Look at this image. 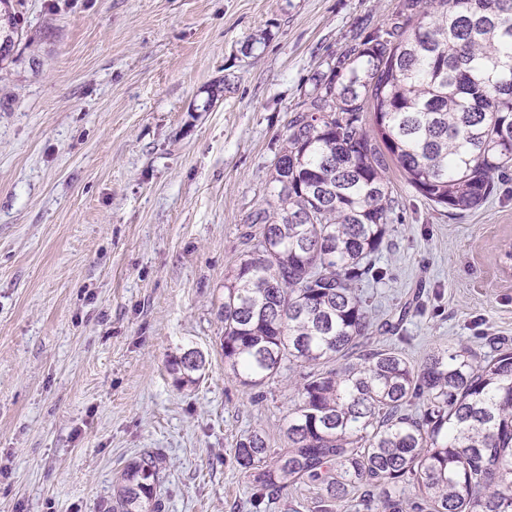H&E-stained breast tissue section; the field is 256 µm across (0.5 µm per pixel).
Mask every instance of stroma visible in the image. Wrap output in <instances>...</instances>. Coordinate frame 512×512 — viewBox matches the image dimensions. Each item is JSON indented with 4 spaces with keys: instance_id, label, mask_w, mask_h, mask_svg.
<instances>
[{
    "instance_id": "1",
    "label": "stroma",
    "mask_w": 512,
    "mask_h": 512,
    "mask_svg": "<svg viewBox=\"0 0 512 512\" xmlns=\"http://www.w3.org/2000/svg\"><path fill=\"white\" fill-rule=\"evenodd\" d=\"M398 3L22 0L0 66V512H107L148 448L162 512H254L233 449L286 447L294 391L283 374L256 402L225 370L224 275L314 75ZM388 178L386 279L363 292L374 320L410 312L375 343L417 363L512 341V172L460 217ZM189 347L210 365L181 388ZM205 355L196 348H188L168 361V370L180 387L196 384L206 367Z\"/></svg>"
}]
</instances>
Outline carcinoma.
<instances>
[{"instance_id":"carcinoma-1","label":"carcinoma","mask_w":512,"mask_h":512,"mask_svg":"<svg viewBox=\"0 0 512 512\" xmlns=\"http://www.w3.org/2000/svg\"><path fill=\"white\" fill-rule=\"evenodd\" d=\"M17 4L0 0L1 63ZM392 166L450 215L512 170V0H401L296 107L220 307L224 365L242 386L293 377L288 446L253 431L234 448L257 510L275 497L285 512H512V348L413 364L371 342L359 288L383 278ZM205 367L196 348L168 361L180 387ZM164 469L152 451L132 460L109 512H161Z\"/></svg>"}]
</instances>
